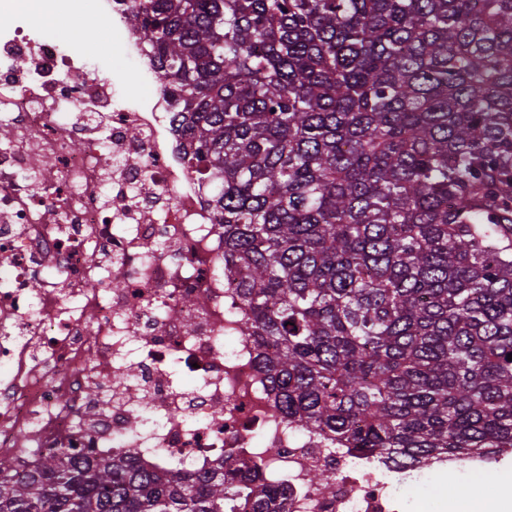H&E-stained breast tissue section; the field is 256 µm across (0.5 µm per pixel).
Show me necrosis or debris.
I'll list each match as a JSON object with an SVG mask.
<instances>
[{
  "instance_id": "1",
  "label": "necrosis or debris",
  "mask_w": 512,
  "mask_h": 512,
  "mask_svg": "<svg viewBox=\"0 0 512 512\" xmlns=\"http://www.w3.org/2000/svg\"><path fill=\"white\" fill-rule=\"evenodd\" d=\"M0 28V455L128 452L201 471L274 448L290 512H405L394 486L452 458L398 469L288 422L239 329L224 228L187 165L171 88L131 0H11ZM109 20L138 62L139 100L87 69L40 21ZM196 298L193 306L185 298ZM125 375V386L115 384ZM334 477L312 485V470Z\"/></svg>"
}]
</instances>
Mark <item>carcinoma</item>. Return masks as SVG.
I'll return each instance as SVG.
<instances>
[{
	"mask_svg": "<svg viewBox=\"0 0 512 512\" xmlns=\"http://www.w3.org/2000/svg\"><path fill=\"white\" fill-rule=\"evenodd\" d=\"M275 405L376 460L512 451V0H133ZM0 512H288L231 456H0Z\"/></svg>",
	"mask_w": 512,
	"mask_h": 512,
	"instance_id": "obj_1",
	"label": "carcinoma"
}]
</instances>
